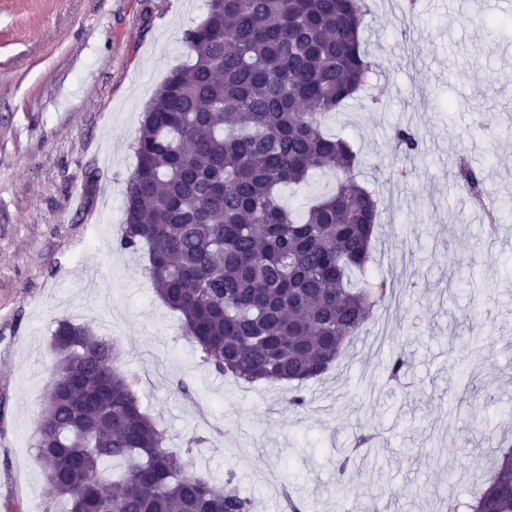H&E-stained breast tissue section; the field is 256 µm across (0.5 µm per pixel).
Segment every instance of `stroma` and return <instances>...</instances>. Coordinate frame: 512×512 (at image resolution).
Returning <instances> with one entry per match:
<instances>
[{
	"label": "stroma",
	"instance_id": "obj_1",
	"mask_svg": "<svg viewBox=\"0 0 512 512\" xmlns=\"http://www.w3.org/2000/svg\"><path fill=\"white\" fill-rule=\"evenodd\" d=\"M367 6L362 47L382 90L324 128L358 149L361 184L387 189L373 246L393 295L294 409L287 384L204 363L145 255L117 246L143 112L189 63L183 34L206 0H0V512L46 510L37 428L61 320L113 342L169 448H191L215 485L234 477L254 512H288L286 489L306 512H448L491 475L512 443V11ZM399 127L418 133V154L395 156ZM461 154L504 205L498 236L456 184ZM400 351L407 394L385 372ZM362 429L374 450L350 453Z\"/></svg>",
	"mask_w": 512,
	"mask_h": 512
}]
</instances>
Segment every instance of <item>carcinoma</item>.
<instances>
[{
    "instance_id": "carcinoma-1",
    "label": "carcinoma",
    "mask_w": 512,
    "mask_h": 512,
    "mask_svg": "<svg viewBox=\"0 0 512 512\" xmlns=\"http://www.w3.org/2000/svg\"><path fill=\"white\" fill-rule=\"evenodd\" d=\"M364 0H207L186 30L193 54L173 69L144 113L136 166L125 185L119 246L147 254L145 274L180 313L184 336L216 372L248 384L297 383L324 374L388 299L367 272L381 217L376 192L357 180L358 152L322 120L371 88L361 49ZM395 139L407 157L409 129ZM336 186L304 213L279 201L281 187L314 170ZM458 187L498 207L481 172L462 160ZM53 384L38 425L37 452L59 512H253L233 476L216 487L191 450L167 449L142 411L138 377L116 365L113 344L90 326L62 320ZM403 354L388 379L407 373ZM122 468L115 488L102 464ZM466 512H512V449Z\"/></svg>"
}]
</instances>
